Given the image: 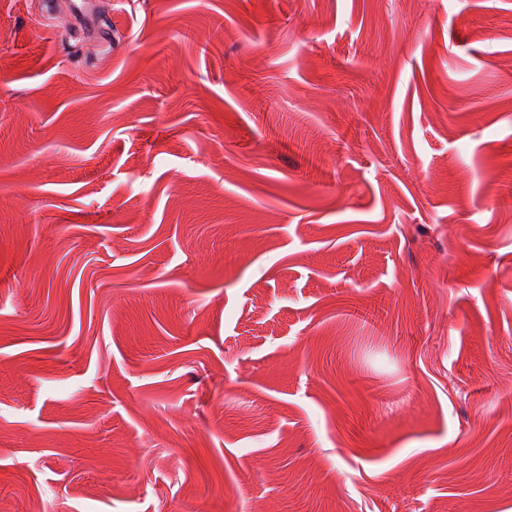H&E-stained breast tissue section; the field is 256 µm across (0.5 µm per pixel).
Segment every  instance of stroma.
<instances>
[{"mask_svg": "<svg viewBox=\"0 0 512 512\" xmlns=\"http://www.w3.org/2000/svg\"><path fill=\"white\" fill-rule=\"evenodd\" d=\"M0 0V512H512V0Z\"/></svg>", "mask_w": 512, "mask_h": 512, "instance_id": "stroma-1", "label": "stroma"}]
</instances>
